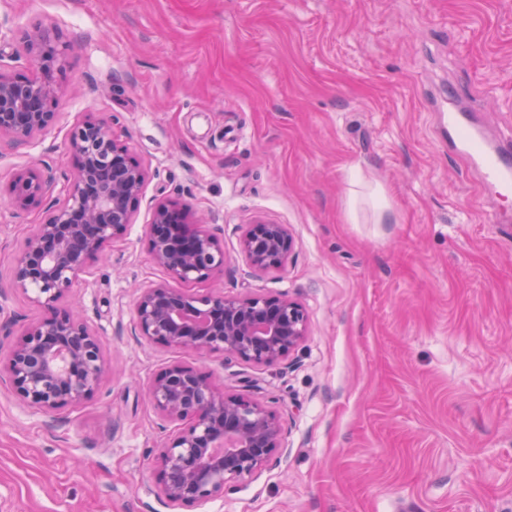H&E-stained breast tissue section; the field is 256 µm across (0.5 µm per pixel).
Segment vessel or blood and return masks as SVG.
Instances as JSON below:
<instances>
[{"label":"vessel or blood","mask_w":512,"mask_h":512,"mask_svg":"<svg viewBox=\"0 0 512 512\" xmlns=\"http://www.w3.org/2000/svg\"><path fill=\"white\" fill-rule=\"evenodd\" d=\"M444 127L442 141L450 153L464 158L478 174L484 190L496 195L512 191V141L490 140L472 116L452 101H435Z\"/></svg>","instance_id":"b4317fda"}]
</instances>
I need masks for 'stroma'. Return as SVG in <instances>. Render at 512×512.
Masks as SVG:
<instances>
[{
	"label": "stroma",
	"instance_id": "obj_1",
	"mask_svg": "<svg viewBox=\"0 0 512 512\" xmlns=\"http://www.w3.org/2000/svg\"><path fill=\"white\" fill-rule=\"evenodd\" d=\"M58 39L54 127L0 144V365L50 317L13 287L34 224L65 196L86 115L149 171L134 222L71 292L102 341L98 390L50 416L0 387V512H171L150 456L174 427L146 387L192 366L264 402L283 448L234 493L180 512H512V196H484L427 104L453 85L512 138V0H0V72L31 73L22 36ZM55 179L32 211L7 188ZM182 197L224 247L209 295H285L309 333L283 364L190 354L136 335L166 281L146 226ZM392 210L380 224L381 206ZM287 225L286 265L255 272L253 223Z\"/></svg>",
	"mask_w": 512,
	"mask_h": 512
}]
</instances>
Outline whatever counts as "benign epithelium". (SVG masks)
<instances>
[{"label": "benign epithelium", "instance_id": "1", "mask_svg": "<svg viewBox=\"0 0 512 512\" xmlns=\"http://www.w3.org/2000/svg\"><path fill=\"white\" fill-rule=\"evenodd\" d=\"M24 43L37 64L31 75L0 72V139L26 144L48 132L59 88L52 82L62 55L50 32L35 27ZM73 172L66 195L33 225L13 271L14 288L37 289L33 302L51 317L28 324L0 384L21 400L54 414L92 396L106 371L98 334L73 310L59 306L88 263L132 223L148 171L114 138L110 123L87 117L68 135ZM53 177L33 168L11 181L10 205L40 206ZM150 253L169 281L141 289L134 324L146 340L189 352H214L260 365L285 362L309 332L303 306L272 295L199 296L177 287L224 271V248L209 225L178 197L158 201L148 224ZM252 269L284 267L293 238L284 224L257 222L241 240ZM148 397L175 426L158 449L159 495L172 509L202 505L257 476L282 447L280 418L264 403L230 395L193 367L172 364L150 383Z\"/></svg>", "mask_w": 512, "mask_h": 512}]
</instances>
